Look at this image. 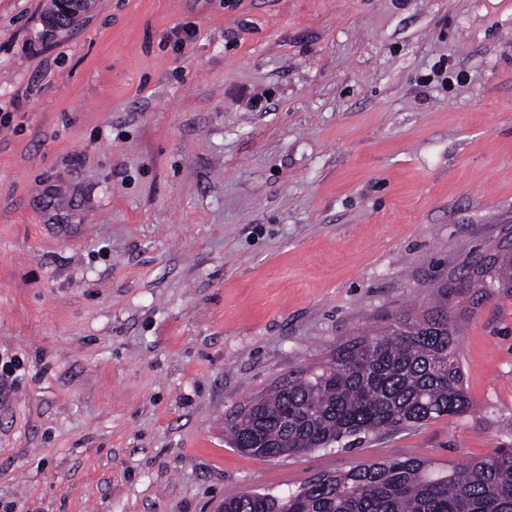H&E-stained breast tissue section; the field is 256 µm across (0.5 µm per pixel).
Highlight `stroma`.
Returning <instances> with one entry per match:
<instances>
[{
    "instance_id": "stroma-1",
    "label": "stroma",
    "mask_w": 512,
    "mask_h": 512,
    "mask_svg": "<svg viewBox=\"0 0 512 512\" xmlns=\"http://www.w3.org/2000/svg\"><path fill=\"white\" fill-rule=\"evenodd\" d=\"M0 0V512H217L512 446V0ZM189 32L187 42L177 36ZM464 312L459 417L262 458L225 427L361 328ZM58 4L57 10L50 14L55 8V2ZM52 0L53 8L47 12L48 16L45 23L48 27H57L60 21L66 19L73 21L77 19L82 13L88 11L92 7V0ZM45 14V15H46ZM50 14V15H49ZM466 288H461L460 293H480L481 296L487 290L494 291L497 295H512V252H500L496 250L487 256L485 264L473 263L472 273L465 278Z\"/></svg>"
}]
</instances>
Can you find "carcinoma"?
Segmentation results:
<instances>
[{"label":"carcinoma","mask_w":512,"mask_h":512,"mask_svg":"<svg viewBox=\"0 0 512 512\" xmlns=\"http://www.w3.org/2000/svg\"><path fill=\"white\" fill-rule=\"evenodd\" d=\"M461 292L512 295V252L473 265ZM461 328L445 308L400 318L336 347L309 376L255 400L227 431L248 455H303L350 448L361 437L472 407L459 363ZM224 512H512V448L434 470L417 456H394L325 474L286 496L245 492Z\"/></svg>","instance_id":"1"}]
</instances>
